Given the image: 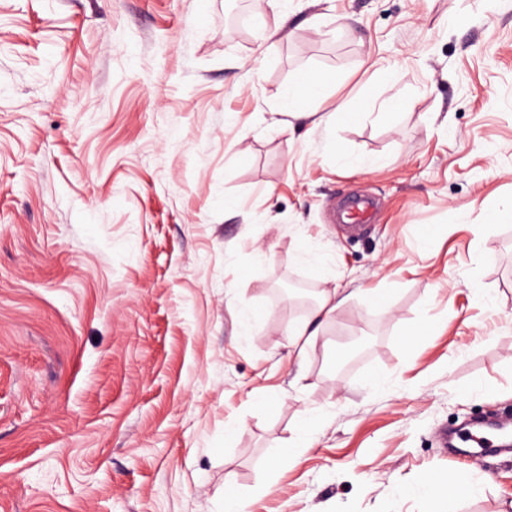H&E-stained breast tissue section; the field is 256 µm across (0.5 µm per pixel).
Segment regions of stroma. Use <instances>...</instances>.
Returning <instances> with one entry per match:
<instances>
[{
	"mask_svg": "<svg viewBox=\"0 0 512 512\" xmlns=\"http://www.w3.org/2000/svg\"><path fill=\"white\" fill-rule=\"evenodd\" d=\"M242 2L0 0V512H506L438 435L512 410V0ZM304 79L305 82H302ZM332 82V77L327 74H309L305 73L299 80H295L284 91L282 101L278 112L288 116L295 114H305L299 112L297 106L306 99H319L324 96L325 87ZM345 301V297L333 288L322 290L317 298V304L310 319L297 321L288 325L289 345L300 355L315 344L319 326L336 311ZM447 474H448V480H447L446 487L442 490L443 492H441V493L436 492V493L451 496V495L457 494L459 491H466L471 488V483L466 477H464L460 474H457V473L456 474L448 473L447 471H436L432 477L433 484L443 485ZM432 480H431V475H429L425 480V486L428 491L435 492L432 489Z\"/></svg>",
	"mask_w": 512,
	"mask_h": 512,
	"instance_id": "stroma-1",
	"label": "stroma"
}]
</instances>
